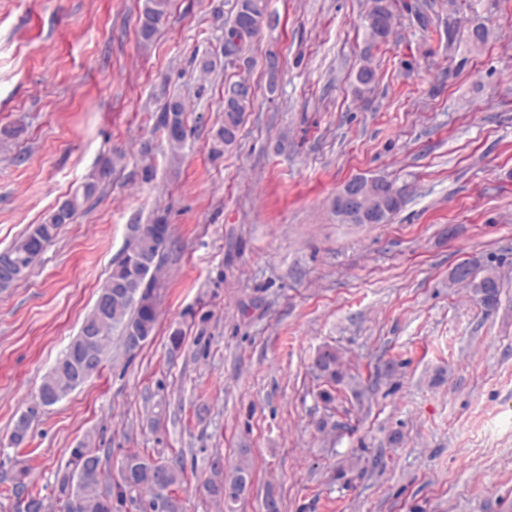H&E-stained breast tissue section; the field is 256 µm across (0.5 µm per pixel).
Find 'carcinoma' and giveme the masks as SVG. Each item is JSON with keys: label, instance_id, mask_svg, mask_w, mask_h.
Segmentation results:
<instances>
[{"label": "carcinoma", "instance_id": "cac0c4a2", "mask_svg": "<svg viewBox=\"0 0 512 512\" xmlns=\"http://www.w3.org/2000/svg\"><path fill=\"white\" fill-rule=\"evenodd\" d=\"M169 0H147L138 19V32L142 40L149 41L157 33L164 20ZM274 19L267 11L266 0H234L231 7L230 25L224 28V41L237 40L235 51L237 63L249 65L245 52L251 40L263 29L273 26ZM371 42H384L393 33L391 0H373L365 17ZM191 62L200 77L213 73L221 60L217 54L195 55ZM235 87L244 88V95L224 99V120L212 134L210 152L218 158L224 148L236 141L240 126L254 99V90L249 80L241 78L225 86L224 91ZM152 134L169 144L171 159L178 158L186 137L185 105L177 97L169 98L161 112L156 115ZM113 160L110 157L99 161L98 167L82 184V193H74L49 212L38 224L31 225L21 239L8 248L0 250V271L10 270L27 274L40 258L46 247L59 235L64 225L71 223L84 203L93 198L100 184L109 175ZM382 191L388 194V211L396 214L403 206L408 188L398 187L387 181ZM147 235L127 245L126 256L119 259L105 280L93 309L83 320L78 336L74 337L54 366L40 384L37 402L21 414L14 423L10 435L12 445L20 446L27 441L31 423L39 410L51 406L70 395L103 367L112 330L118 329L127 350L130 345L128 332H134L139 342L153 334L158 320L154 295L155 279L152 272L169 243V225L161 220L143 225ZM457 282L472 288L476 300L486 313L493 312L498 305L500 278L488 273L482 278L467 275ZM336 353L329 348L318 351L314 366L329 380L339 377ZM248 449H242L241 463L229 475L224 474V460L215 455L210 462V478L204 489L211 497L225 503H234L245 491L250 479ZM124 460L133 466L128 475L120 471L119 480L112 482L104 478L101 458L94 448L83 444L71 450V459L64 470L58 472L56 484L59 492L57 505L46 502L40 494L33 492L27 482L24 469L16 470L11 478V496L18 512H115L127 500L137 502L139 512H182L183 506L177 496L181 484L183 462L176 458L163 462L131 451Z\"/></svg>", "mask_w": 512, "mask_h": 512}]
</instances>
